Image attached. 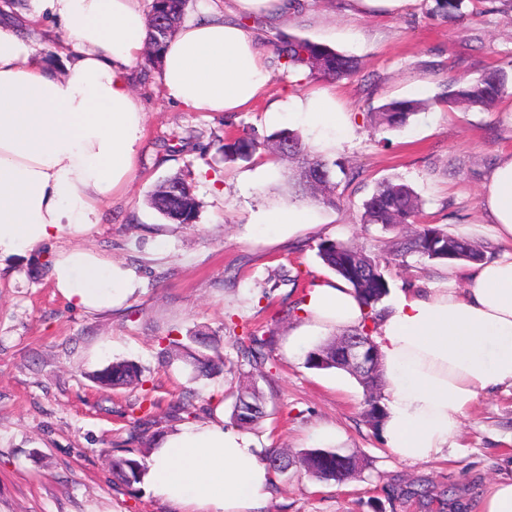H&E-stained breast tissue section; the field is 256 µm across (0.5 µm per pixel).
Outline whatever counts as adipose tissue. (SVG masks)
I'll return each instance as SVG.
<instances>
[{"instance_id": "ef3b65f1", "label": "adipose tissue", "mask_w": 512, "mask_h": 512, "mask_svg": "<svg viewBox=\"0 0 512 512\" xmlns=\"http://www.w3.org/2000/svg\"><path fill=\"white\" fill-rule=\"evenodd\" d=\"M5 6L0 21V257L64 237L51 257L52 284L71 306L109 310L133 291L131 273L79 245L112 198L129 184L143 130L132 68L147 48L139 0H30ZM162 56L156 80L166 100L193 112H239L270 82L262 48L243 16L278 17L290 0H230L221 11L198 0ZM47 18L65 34L68 54L54 68L20 33L10 13ZM303 117L322 133L320 147L352 128L329 90L292 95L267 112ZM481 210L494 252L469 263L465 285L403 288L387 301L373 338L381 353L386 418L381 433L409 462L447 451L479 396L512 387V154L482 186ZM302 331L359 329L366 309L342 279L319 283L301 306ZM252 439L223 422L185 426L160 438L146 481L179 512H264L274 478Z\"/></svg>"}]
</instances>
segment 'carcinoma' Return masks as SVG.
<instances>
[{
  "mask_svg": "<svg viewBox=\"0 0 512 512\" xmlns=\"http://www.w3.org/2000/svg\"><path fill=\"white\" fill-rule=\"evenodd\" d=\"M190 2L152 0L145 67L150 69L159 66L161 54L185 16ZM276 54L280 66L288 75L302 69L308 71L310 77L340 80L359 70V62L355 57L295 36L281 38ZM511 79L512 76L502 68L484 71L476 78L450 75L439 100L466 108L488 109L502 98ZM424 107L425 103L420 100L391 99L368 113V117L377 129L401 128ZM260 151L276 158L288 159L293 164L288 175V185L292 192L309 197L328 208H336L341 202V194L337 192L340 183L335 181V172H341L347 185L358 177L357 171L330 161L321 152L311 148L294 130H281L262 141L246 133L224 143V156L232 160L249 161ZM148 202L173 223L195 222L198 202L187 180L179 175L159 184L150 194ZM422 216V202L408 184L385 180L376 186L363 204L361 220L365 224L395 231L409 224L421 223ZM316 248L322 264L344 279L364 302L368 308L366 319L372 322L380 316L378 304L389 293L386 267L390 264L396 261L400 263L408 255H418L441 264L477 262L484 257L482 248L469 240L429 224L415 231L413 236L396 241L395 249L380 255H371L356 245L333 239L320 240ZM191 341L196 348L186 352L183 361L190 369L192 378L208 377L224 370V356L214 346L210 336L197 333L191 337ZM265 347L264 340L254 336L250 346L241 352L240 365L249 366V379L237 388L230 420L242 429L258 425L265 417V397L253 380L255 376L265 375ZM338 358L340 348L332 340L314 346L307 353L306 365L311 369H334ZM92 379L104 387L123 388L139 384L141 374L135 363L118 361L97 371ZM358 381L365 391V421L378 429L386 416V407L380 393V364H375L373 370L358 378ZM265 461L275 473H284L290 466L297 464L312 478L335 483L344 482L364 466L361 456L341 453L334 448H311L295 457L272 449L265 456ZM143 471L144 463L135 455L112 459L114 477L127 485L140 482ZM384 494L392 507L398 501L415 499L423 512H445L448 508L446 489L438 491L423 485L399 484L384 488Z\"/></svg>",
  "mask_w": 512,
  "mask_h": 512,
  "instance_id": "obj_1",
  "label": "carcinoma"
}]
</instances>
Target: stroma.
Listing matches in <instances>:
<instances>
[{
	"label": "stroma",
	"mask_w": 512,
	"mask_h": 512,
	"mask_svg": "<svg viewBox=\"0 0 512 512\" xmlns=\"http://www.w3.org/2000/svg\"><path fill=\"white\" fill-rule=\"evenodd\" d=\"M435 0H403L394 10L362 9L355 0H304L287 19L252 17L272 80L265 95L241 112H191L167 102L159 84L133 70L132 88L145 114L136 170L113 197L101 224L82 243L129 269L137 286L118 308L86 313L52 285L50 256L68 239L36 252L0 259V512H173L147 484L115 482L111 461L144 447L157 433L212 420L211 398L232 406L238 374L194 380L184 363L165 357L170 342L203 331L227 361L236 362L252 337H273L268 376L258 386L267 417L248 435L264 448L297 455L317 446V432L339 428L338 448L356 453L363 470L342 483H321L299 467L276 475L265 512H375L382 486L429 484L456 488L477 512L479 489L499 476L512 454V388L480 396L462 433L444 456L400 460L380 430L363 418L364 393L344 371L305 365L288 338L304 322L283 312L310 285L333 279L317 256L319 239L381 252L393 235L362 223V204L385 179L408 183L423 201L424 220L474 244L490 237L480 207L482 186L501 155L512 153V85L494 107L464 110L437 100L449 71L469 78L490 67H512V7L456 0L447 15L429 17ZM294 35L357 57L358 74L327 84L283 75L279 36ZM333 86L353 117V137L328 150L358 171L337 208H319V223L294 228L259 221L287 206V162L225 158V137L248 131L264 138L282 126L306 142L317 130L295 117L267 122L272 103ZM423 86L428 107L398 130L365 121L385 100L409 98ZM182 174L199 202L192 224H172L148 203L157 184ZM391 289L438 288L445 266L409 256L390 265ZM272 289L273 304L260 302ZM235 331H228V323ZM128 360L143 387L113 391L92 374Z\"/></svg>",
	"instance_id": "obj_1"
}]
</instances>
